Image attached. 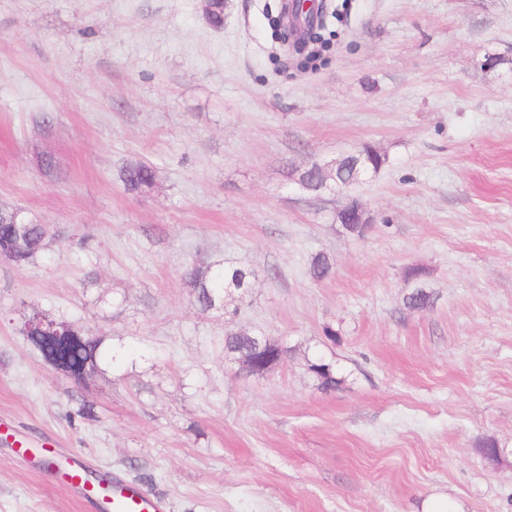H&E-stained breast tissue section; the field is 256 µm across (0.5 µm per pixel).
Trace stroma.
<instances>
[{
	"label": "stroma",
	"mask_w": 512,
	"mask_h": 512,
	"mask_svg": "<svg viewBox=\"0 0 512 512\" xmlns=\"http://www.w3.org/2000/svg\"><path fill=\"white\" fill-rule=\"evenodd\" d=\"M281 6L216 30L202 0H0V208L54 234L0 262V512H93L42 447L166 512H512V0H325L309 64ZM366 147L357 237L292 175ZM218 258L256 272L229 321L184 283ZM35 307L100 339V376L44 363ZM230 329L286 353L248 374ZM156 179L155 169L146 163L125 166L120 171V180L129 192H142L151 188ZM410 276L416 281V285L412 289V292L406 296V306L413 310L428 308L431 305L432 294L428 291L427 286L422 281V271L419 269H412L410 271Z\"/></svg>",
	"instance_id": "35a3bbf8"
}]
</instances>
